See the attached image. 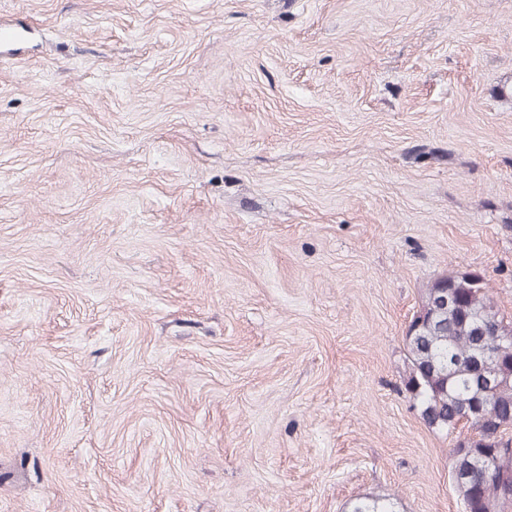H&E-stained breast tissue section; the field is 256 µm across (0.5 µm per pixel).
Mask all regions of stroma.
<instances>
[{
  "mask_svg": "<svg viewBox=\"0 0 512 512\" xmlns=\"http://www.w3.org/2000/svg\"><path fill=\"white\" fill-rule=\"evenodd\" d=\"M0 512H463L405 381L512 311V0H0ZM454 303V296L452 293L445 290L438 296V301L436 303L432 302V304L428 306H421L416 310L411 319L408 321L404 335H408L409 331H412V334L416 329H418L426 319H430L436 310L439 307H447ZM413 324H415V328L413 329Z\"/></svg>",
  "mask_w": 512,
  "mask_h": 512,
  "instance_id": "1",
  "label": "stroma"
}]
</instances>
